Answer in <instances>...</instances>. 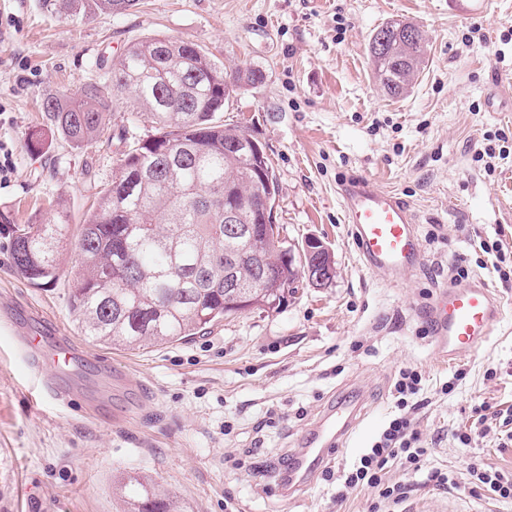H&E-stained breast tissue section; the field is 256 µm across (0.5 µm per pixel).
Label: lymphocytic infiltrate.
<instances>
[{"mask_svg": "<svg viewBox=\"0 0 512 512\" xmlns=\"http://www.w3.org/2000/svg\"><path fill=\"white\" fill-rule=\"evenodd\" d=\"M423 389L421 371L401 369L394 383L393 396L397 412L383 429L371 448L338 478L337 501L347 499L351 491L367 487L377 490L379 504L370 512H380L381 505L397 504L408 492L405 485L390 482L387 474L391 465L422 474L425 483L442 488L460 486L481 490L503 500H512V472L477 464L470 465L465 477L451 470L424 469L427 454L415 426V415L421 408L419 394Z\"/></svg>", "mask_w": 512, "mask_h": 512, "instance_id": "obj_1", "label": "lymphocytic infiltrate"}]
</instances>
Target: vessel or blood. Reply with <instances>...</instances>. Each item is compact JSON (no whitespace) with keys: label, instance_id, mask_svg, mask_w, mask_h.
Returning <instances> with one entry per match:
<instances>
[{"label":"vessel or blood","instance_id":"1","mask_svg":"<svg viewBox=\"0 0 512 512\" xmlns=\"http://www.w3.org/2000/svg\"><path fill=\"white\" fill-rule=\"evenodd\" d=\"M340 196L351 234L364 267L397 281L406 280L420 265L422 254L416 232L417 218L394 193L375 188L368 179L352 177L340 185ZM437 351L453 357L482 349L503 317L489 284L482 279L443 288L428 307ZM32 370L53 361L60 370L69 368L77 353L67 338L55 344L52 356L35 343L21 340ZM359 406L346 401L328 407L305 448L294 459L292 473L307 481L321 465L328 448L355 427Z\"/></svg>","mask_w":512,"mask_h":512}]
</instances>
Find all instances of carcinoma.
Masks as SVG:
<instances>
[{
    "label": "carcinoma",
    "mask_w": 512,
    "mask_h": 512,
    "mask_svg": "<svg viewBox=\"0 0 512 512\" xmlns=\"http://www.w3.org/2000/svg\"><path fill=\"white\" fill-rule=\"evenodd\" d=\"M48 15L73 20L96 12L121 14L134 0H39ZM426 57L424 39L381 56L376 78L393 98L412 84ZM103 76L75 93L43 102L53 130L74 146L100 136L123 95L132 97L126 122H148L152 134L126 144L117 173L99 191L81 225L69 304L81 335L114 348L140 349L189 340L242 312L224 289V264L256 309L276 310L300 271L283 241L224 234V193L241 208L242 225L260 223L259 193L278 194L267 155L251 147L248 131L219 113L240 87L203 49L151 35L101 60ZM64 214L39 224L11 226L15 272L35 286L58 279ZM272 255L277 277L260 282L251 254ZM128 501V512H179L175 497L150 481Z\"/></svg>",
    "instance_id": "cac0c4a2"
}]
</instances>
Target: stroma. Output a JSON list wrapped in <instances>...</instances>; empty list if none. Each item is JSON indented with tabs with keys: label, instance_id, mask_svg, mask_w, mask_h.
Here are the masks:
<instances>
[{
	"label": "stroma",
	"instance_id": "stroma-1",
	"mask_svg": "<svg viewBox=\"0 0 512 512\" xmlns=\"http://www.w3.org/2000/svg\"><path fill=\"white\" fill-rule=\"evenodd\" d=\"M393 19L416 24L428 42L424 69L397 98L379 86L368 53L371 34ZM473 27L488 41L468 43ZM154 34L252 73L223 120L247 127L272 162L283 241L298 253L320 239L336 276L323 288L297 280L278 310L124 350L77 327L74 241L123 139L149 129L126 125L120 103L100 138L75 147L54 134L42 103L78 91L99 77L100 58ZM510 70L512 0H138L80 23L44 14L38 0H0V143L14 161L0 185V512H126L143 479L183 512H369L375 491L337 502L335 477L379 437L393 411L390 385L406 367L426 379L418 429L427 466L511 471L512 447L456 438L482 402L512 407V286L482 268L478 248L498 235L512 249V84L498 82ZM33 132L42 136L36 153L25 146ZM487 144L511 153L492 173L476 158ZM350 175L395 192L416 214L422 262L408 281L364 268L337 195ZM58 211L68 220L65 262L56 282L37 287L13 270L10 227ZM458 260L494 289L504 316L481 351L447 359L433 349L426 309ZM20 334H60L77 347L76 364L54 377L66 404L42 396L15 348ZM459 369L466 378L443 394ZM345 396L359 400V421L329 452V474L285 491L283 458ZM389 477L413 487L394 512H512L510 501L425 486L396 465Z\"/></svg>",
	"mask_w": 512,
	"mask_h": 512
}]
</instances>
